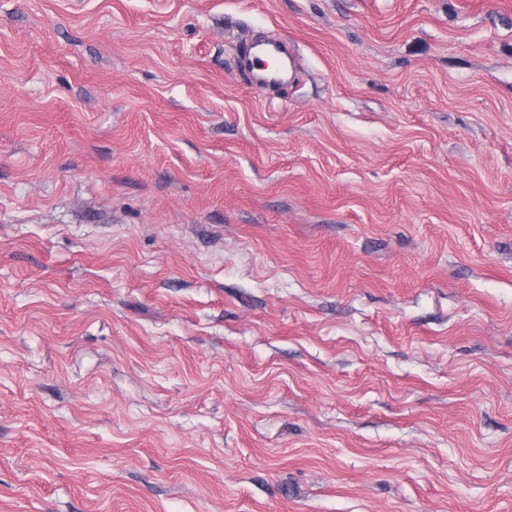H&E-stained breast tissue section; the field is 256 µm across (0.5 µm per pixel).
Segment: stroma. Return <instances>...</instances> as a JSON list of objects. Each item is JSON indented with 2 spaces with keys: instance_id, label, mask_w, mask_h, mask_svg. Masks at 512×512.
<instances>
[{
  "instance_id": "obj_1",
  "label": "stroma",
  "mask_w": 512,
  "mask_h": 512,
  "mask_svg": "<svg viewBox=\"0 0 512 512\" xmlns=\"http://www.w3.org/2000/svg\"><path fill=\"white\" fill-rule=\"evenodd\" d=\"M0 512H512V0H0ZM239 66L248 75L253 87L270 92L290 80L293 50L286 42H253L244 48Z\"/></svg>"
}]
</instances>
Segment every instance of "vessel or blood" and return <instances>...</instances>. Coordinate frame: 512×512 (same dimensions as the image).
I'll use <instances>...</instances> for the list:
<instances>
[{
  "instance_id": "1",
  "label": "vessel or blood",
  "mask_w": 512,
  "mask_h": 512,
  "mask_svg": "<svg viewBox=\"0 0 512 512\" xmlns=\"http://www.w3.org/2000/svg\"><path fill=\"white\" fill-rule=\"evenodd\" d=\"M239 66L258 90L269 92L288 83L292 76L293 50L281 41H260L247 45Z\"/></svg>"
}]
</instances>
